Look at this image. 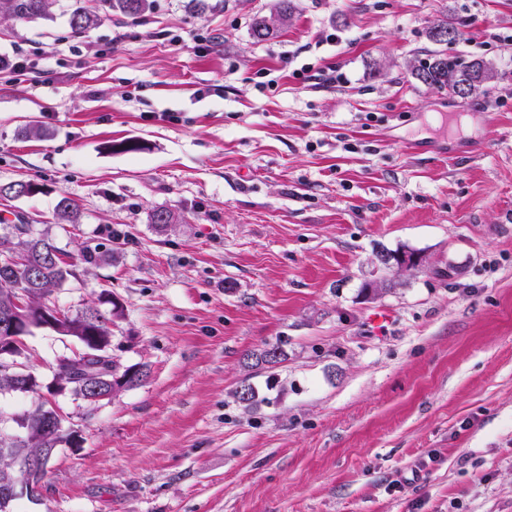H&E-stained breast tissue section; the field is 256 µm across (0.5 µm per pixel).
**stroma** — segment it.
Returning <instances> with one entry per match:
<instances>
[{"label": "stroma", "mask_w": 512, "mask_h": 512, "mask_svg": "<svg viewBox=\"0 0 512 512\" xmlns=\"http://www.w3.org/2000/svg\"><path fill=\"white\" fill-rule=\"evenodd\" d=\"M208 2L79 36L68 0L0 20V58L54 72L0 77V183L42 186L0 214L95 255L52 300L111 290L112 352L149 369L108 401L55 395L82 442L16 512H512V0H295L263 42L277 0ZM444 21L445 54L497 72L476 95L410 74ZM400 248L426 266L368 290ZM25 346L47 381L81 349ZM294 10V0L277 1L275 11L271 15L254 17L250 28V35L258 42L268 39L281 27L288 24Z\"/></svg>", "instance_id": "35a3bbf8"}]
</instances>
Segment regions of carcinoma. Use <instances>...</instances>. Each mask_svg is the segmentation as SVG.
Wrapping results in <instances>:
<instances>
[{
	"label": "carcinoma",
	"mask_w": 512,
	"mask_h": 512,
	"mask_svg": "<svg viewBox=\"0 0 512 512\" xmlns=\"http://www.w3.org/2000/svg\"><path fill=\"white\" fill-rule=\"evenodd\" d=\"M90 0H69L67 12L69 27L75 35H81L98 24V8L89 5ZM109 8L118 10L128 19H136L151 10L154 0H107ZM52 0H0V18L17 23H28L51 16ZM295 10L294 0H277L275 11L269 16L254 17L250 35L261 42L273 36L286 26ZM481 69L486 82L495 78V72L483 61L463 57L448 58L434 52L414 70L415 78L427 86L445 88L471 78L475 69ZM78 204L67 197L56 206L58 224H75L79 215ZM0 261L17 253H27V263L17 266L10 279L0 282V310L13 304L17 297L25 296L35 308L52 306L50 297L56 289L73 279L81 271L74 261L52 258L51 254L61 251L51 237L32 232L29 224H1ZM92 319L86 321L80 332L82 342L90 345L95 336H105L112 324L113 308L110 302L97 299L86 307ZM60 382L74 384V392L83 390L85 378L75 375L63 365L55 370ZM22 421L24 433L12 438L0 436V482L14 477H23L28 462L37 460L48 448L71 440L72 433L62 426V416L48 402H41L17 414Z\"/></svg>",
	"instance_id": "carcinoma-1"
}]
</instances>
